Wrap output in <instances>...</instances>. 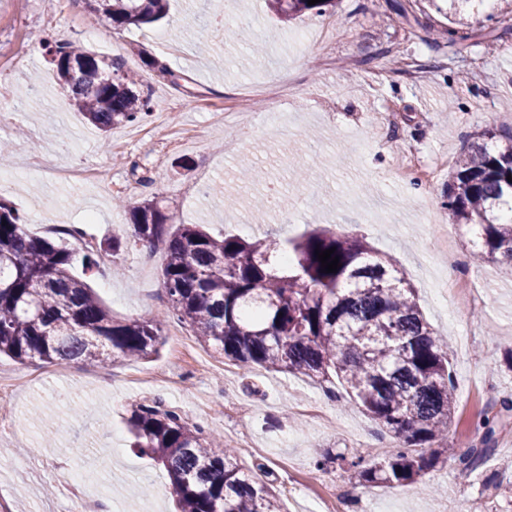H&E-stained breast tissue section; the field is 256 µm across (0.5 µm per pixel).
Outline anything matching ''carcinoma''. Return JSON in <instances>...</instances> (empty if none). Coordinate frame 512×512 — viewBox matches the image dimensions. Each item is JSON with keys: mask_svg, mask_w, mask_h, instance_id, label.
Returning a JSON list of instances; mask_svg holds the SVG:
<instances>
[{"mask_svg": "<svg viewBox=\"0 0 512 512\" xmlns=\"http://www.w3.org/2000/svg\"><path fill=\"white\" fill-rule=\"evenodd\" d=\"M281 19L319 15L332 0H267ZM92 17L115 28L164 18L169 0H87ZM57 83L95 128L135 124L150 98L119 58L97 55L70 41H46ZM512 131L485 129L470 137L442 193L458 223L475 232L474 255L512 270ZM131 236L165 255L163 286L174 316L197 339L241 367L269 370L328 385L392 434L384 458L362 456L350 467L364 485L411 483L448 456V423L455 385L448 342L424 318L415 291L396 260L361 238L315 228L266 243L217 239L200 224L167 223L161 201L130 209ZM119 242L86 244L90 271ZM335 248V273L321 272L315 250ZM288 256V267L270 263ZM75 252L37 236L10 203L0 200V354L21 364L147 359L158 352L159 328L141 315L118 319L90 285L72 273ZM133 447L163 466L180 512H283L272 483L259 480L232 448H222L174 410L138 403L126 419ZM483 448L463 458L479 467L491 452L489 419Z\"/></svg>", "mask_w": 512, "mask_h": 512, "instance_id": "carcinoma-1", "label": "carcinoma"}]
</instances>
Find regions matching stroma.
Here are the masks:
<instances>
[{"label": "stroma", "instance_id": "1", "mask_svg": "<svg viewBox=\"0 0 512 512\" xmlns=\"http://www.w3.org/2000/svg\"><path fill=\"white\" fill-rule=\"evenodd\" d=\"M243 13L264 29L262 55L251 36L224 41ZM86 15V0H0V140L11 144L0 198L42 237L83 224L92 240L121 238L86 280L113 315H152L162 344L150 359L118 357L103 368L0 357V377L24 382L0 395V488L11 512H71L72 474L119 512H178L166 471L131 446L126 419L143 400L178 409L246 464L288 465L274 485L284 512H317L333 491L342 512H512V408L502 406L512 399V276L473 257L468 229L441 193L467 136L512 128V0L457 16L448 0H336L325 15L289 22L267 0H171L165 19L122 30ZM448 28L466 36L461 54L435 42ZM310 30L318 39L299 42ZM48 33L123 58L155 105L152 117L101 136L58 86L39 45ZM153 58L181 84L150 68ZM33 83L40 100L17 103ZM281 110L287 121L265 125L264 114ZM422 167L434 169L431 183L417 182ZM259 194L286 201L291 224L269 211L255 217ZM156 196L173 223L204 225L217 238L325 227L392 254L452 347L454 457L423 482L394 488L365 486L343 464L316 469L327 454L383 455L392 439L305 379L224 361L177 321L163 255L127 235L129 206ZM439 224L456 267L432 242ZM168 366L178 384L144 383ZM482 411L492 451L470 469L460 457L482 445ZM46 416L58 431L51 443Z\"/></svg>", "mask_w": 512, "mask_h": 512}]
</instances>
